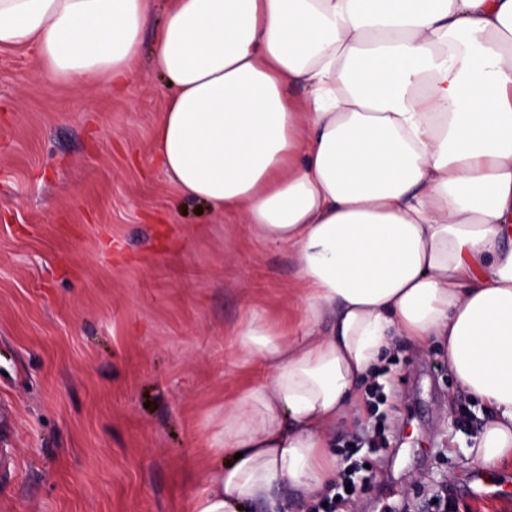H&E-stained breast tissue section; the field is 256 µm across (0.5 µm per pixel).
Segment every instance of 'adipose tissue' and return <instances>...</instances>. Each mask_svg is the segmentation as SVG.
<instances>
[{
  "label": "adipose tissue",
  "mask_w": 512,
  "mask_h": 512,
  "mask_svg": "<svg viewBox=\"0 0 512 512\" xmlns=\"http://www.w3.org/2000/svg\"><path fill=\"white\" fill-rule=\"evenodd\" d=\"M0 0V48L74 89L122 85L155 29V150L179 192L287 248L293 328L237 331L267 379L225 405L189 512L324 496L337 426L400 340L444 350L512 461V0ZM304 87L305 97L291 95Z\"/></svg>",
  "instance_id": "adipose-tissue-1"
}]
</instances>
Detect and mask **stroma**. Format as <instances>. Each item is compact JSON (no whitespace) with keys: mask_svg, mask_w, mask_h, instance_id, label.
I'll return each instance as SVG.
<instances>
[{"mask_svg":"<svg viewBox=\"0 0 512 512\" xmlns=\"http://www.w3.org/2000/svg\"><path fill=\"white\" fill-rule=\"evenodd\" d=\"M153 46L145 30L119 92L0 51V451L14 463L0 512H188L224 405L253 377L233 327L254 308L276 326L301 316L293 254L200 209L160 166ZM379 385L333 448L343 467L354 437L387 443L357 455L358 512H431L443 489L454 512H512V467L499 497L473 494L483 408L437 346L401 343Z\"/></svg>","mask_w":512,"mask_h":512,"instance_id":"1","label":"stroma"}]
</instances>
